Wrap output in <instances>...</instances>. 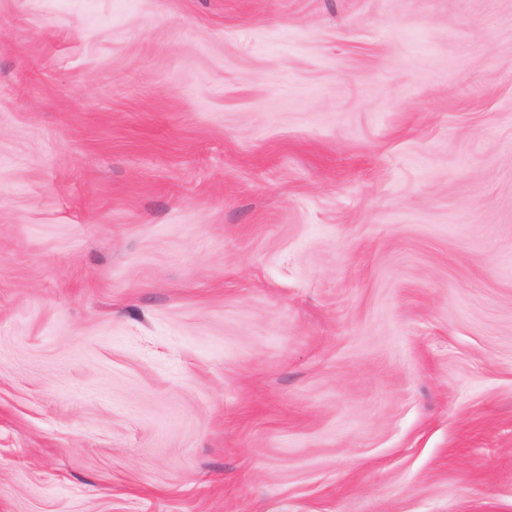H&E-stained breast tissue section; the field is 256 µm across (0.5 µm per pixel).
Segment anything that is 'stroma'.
<instances>
[{
	"label": "stroma",
	"mask_w": 512,
	"mask_h": 512,
	"mask_svg": "<svg viewBox=\"0 0 512 512\" xmlns=\"http://www.w3.org/2000/svg\"><path fill=\"white\" fill-rule=\"evenodd\" d=\"M0 512H512V0H0Z\"/></svg>",
	"instance_id": "35a3bbf8"
}]
</instances>
